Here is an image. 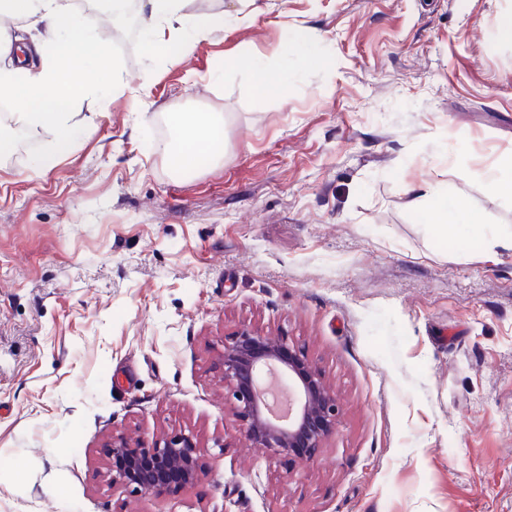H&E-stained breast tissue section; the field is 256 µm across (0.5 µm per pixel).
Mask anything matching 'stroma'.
<instances>
[{"label": "stroma", "mask_w": 512, "mask_h": 512, "mask_svg": "<svg viewBox=\"0 0 512 512\" xmlns=\"http://www.w3.org/2000/svg\"><path fill=\"white\" fill-rule=\"evenodd\" d=\"M511 11L184 0L228 19L174 60L85 9L125 86L76 105L47 167L52 132L0 117V512H512V197L490 187L512 178ZM260 69L287 99L257 92ZM189 109L223 113L224 155L182 176L164 148ZM429 184L472 223L436 235ZM244 325L340 400L310 462L247 446L224 402L222 341ZM180 431L198 481L113 486V436Z\"/></svg>", "instance_id": "stroma-1"}]
</instances>
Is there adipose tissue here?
<instances>
[{
	"label": "adipose tissue",
	"instance_id": "adipose-tissue-1",
	"mask_svg": "<svg viewBox=\"0 0 512 512\" xmlns=\"http://www.w3.org/2000/svg\"><path fill=\"white\" fill-rule=\"evenodd\" d=\"M183 0H142L141 25L147 51L163 54L187 49L178 26ZM75 0H0V100L18 104L12 123L55 133L49 166L69 153L75 136L71 108L80 100L109 88L120 89L125 77L111 61L103 36L84 34L78 25ZM39 28L34 51L42 62L28 67L10 61L14 48L11 29ZM176 139L167 150L171 170L191 174L220 158L224 151V117L217 112H182L175 120ZM434 206L430 222L440 237L455 225L468 223L467 204L439 187H427Z\"/></svg>",
	"mask_w": 512,
	"mask_h": 512
}]
</instances>
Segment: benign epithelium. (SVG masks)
Returning a JSON list of instances; mask_svg holds the SVG:
<instances>
[{"label":"benign epithelium","mask_w":512,"mask_h":512,"mask_svg":"<svg viewBox=\"0 0 512 512\" xmlns=\"http://www.w3.org/2000/svg\"><path fill=\"white\" fill-rule=\"evenodd\" d=\"M224 399L244 440L272 459L310 461L336 432L341 406L318 368L299 350L248 326L224 338ZM112 485L162 496L200 478L192 434L110 444Z\"/></svg>","instance_id":"7a95c632"}]
</instances>
